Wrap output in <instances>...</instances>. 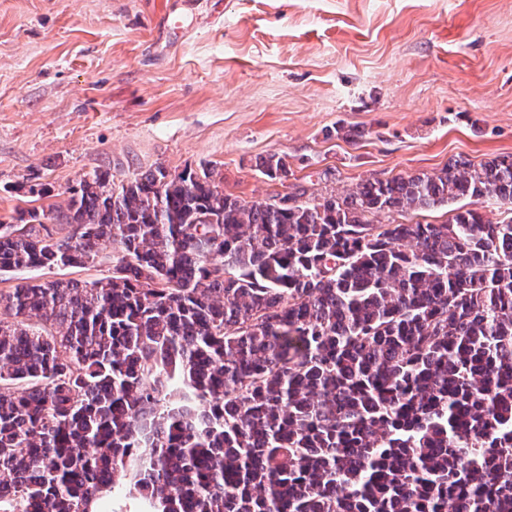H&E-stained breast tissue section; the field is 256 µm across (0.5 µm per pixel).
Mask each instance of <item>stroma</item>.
Segmentation results:
<instances>
[{"label":"stroma","mask_w":512,"mask_h":512,"mask_svg":"<svg viewBox=\"0 0 512 512\" xmlns=\"http://www.w3.org/2000/svg\"><path fill=\"white\" fill-rule=\"evenodd\" d=\"M270 154L311 196L512 154V0H0V219L97 169L266 199ZM255 168L267 179L279 181L282 186L293 176L286 157L276 154L259 158L255 163Z\"/></svg>","instance_id":"35a3bbf8"}]
</instances>
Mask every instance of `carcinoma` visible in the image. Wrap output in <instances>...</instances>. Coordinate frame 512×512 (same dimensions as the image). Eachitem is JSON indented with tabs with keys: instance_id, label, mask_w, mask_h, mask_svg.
I'll return each mask as SVG.
<instances>
[{
	"instance_id": "obj_1",
	"label": "carcinoma",
	"mask_w": 512,
	"mask_h": 512,
	"mask_svg": "<svg viewBox=\"0 0 512 512\" xmlns=\"http://www.w3.org/2000/svg\"><path fill=\"white\" fill-rule=\"evenodd\" d=\"M0 273V512H512L511 154L288 209L97 170L0 221ZM448 209L447 207H437L430 211L420 212L417 214H406L404 217H401L398 214H393L390 217L381 216L378 218L379 222L375 221L376 224H387L394 219L398 222L406 223V224H415L416 222H420L422 224L433 223L438 224L447 220L448 218ZM110 265L103 261L94 266L86 268H55L51 270L35 271L28 276H35L43 281L54 280L58 278H75L80 280L92 281L109 275ZM110 512H146L148 506L136 492H123L111 498L108 503Z\"/></svg>"
}]
</instances>
